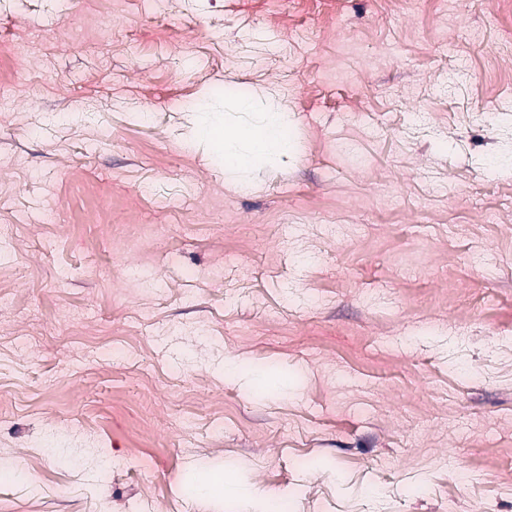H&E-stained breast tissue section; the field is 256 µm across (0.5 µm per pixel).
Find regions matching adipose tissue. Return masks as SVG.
Segmentation results:
<instances>
[{"label": "adipose tissue", "mask_w": 512, "mask_h": 512, "mask_svg": "<svg viewBox=\"0 0 512 512\" xmlns=\"http://www.w3.org/2000/svg\"><path fill=\"white\" fill-rule=\"evenodd\" d=\"M258 124H213L201 119L196 126L198 136L211 140L224 153V167L234 183L247 182L262 164L276 163L291 154L293 140L288 133L284 110L265 101Z\"/></svg>", "instance_id": "adipose-tissue-1"}]
</instances>
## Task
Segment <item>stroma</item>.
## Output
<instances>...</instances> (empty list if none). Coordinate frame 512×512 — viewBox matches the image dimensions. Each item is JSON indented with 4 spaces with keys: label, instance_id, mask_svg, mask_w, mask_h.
Masks as SVG:
<instances>
[{
    "label": "stroma",
    "instance_id": "stroma-1",
    "mask_svg": "<svg viewBox=\"0 0 512 512\" xmlns=\"http://www.w3.org/2000/svg\"><path fill=\"white\" fill-rule=\"evenodd\" d=\"M507 0H0V481L38 512H512ZM281 102L229 181L193 130ZM126 353L113 362L111 349ZM80 429L79 469L36 460ZM309 457L321 469L299 467ZM262 119L256 124H229L220 127L201 118L195 134L211 140L224 152V167L233 183L247 182L252 171L263 163L274 164L292 153L286 112L266 99Z\"/></svg>",
    "mask_w": 512,
    "mask_h": 512
}]
</instances>
